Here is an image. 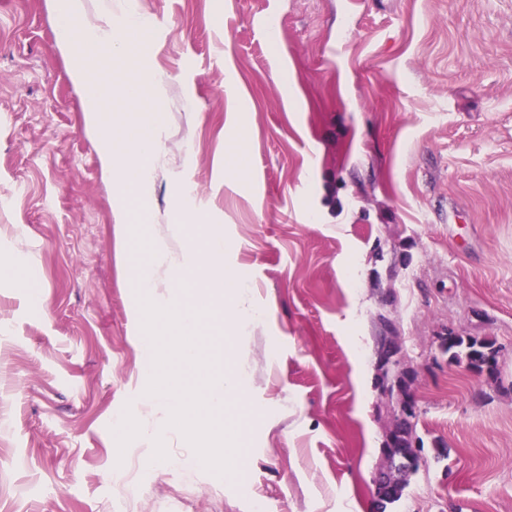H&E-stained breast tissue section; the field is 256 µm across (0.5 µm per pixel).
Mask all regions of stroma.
Here are the masks:
<instances>
[{"instance_id":"35a3bbf8","label":"stroma","mask_w":512,"mask_h":512,"mask_svg":"<svg viewBox=\"0 0 512 512\" xmlns=\"http://www.w3.org/2000/svg\"><path fill=\"white\" fill-rule=\"evenodd\" d=\"M119 2L154 25L94 89L160 133L159 213L189 189L264 313L226 344L219 289L201 328L247 377L245 458L232 479L184 470L178 432L153 473L119 450L139 295L113 187L50 0H0V512H377L381 310L424 443L386 512H512V0ZM447 329L492 341L497 375L449 363ZM377 334L375 336L377 353H381L387 345V348L382 353L381 361L384 369L394 368L397 372H406L402 367L401 361L397 357V349L399 343V336L392 337L391 342L388 341V331L394 329L398 331L396 320L386 312H378L375 317Z\"/></svg>"}]
</instances>
